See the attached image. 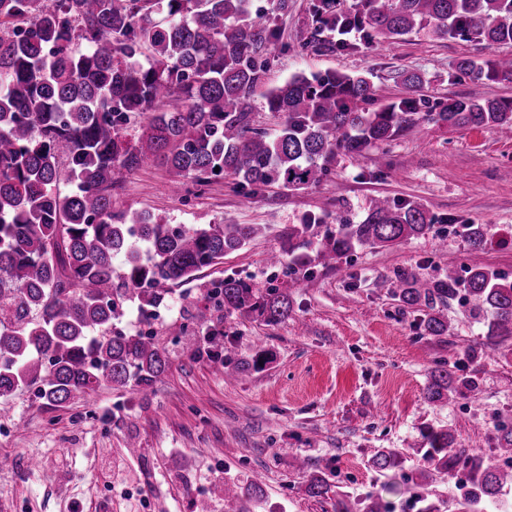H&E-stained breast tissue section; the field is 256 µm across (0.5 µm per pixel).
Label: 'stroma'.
<instances>
[{"instance_id":"stroma-1","label":"stroma","mask_w":512,"mask_h":512,"mask_svg":"<svg viewBox=\"0 0 512 512\" xmlns=\"http://www.w3.org/2000/svg\"><path fill=\"white\" fill-rule=\"evenodd\" d=\"M314 0H251L278 32L264 85L296 73L336 70L364 74L376 105L406 96L403 71L422 80L429 103L456 96L512 99V83L458 77L464 57L511 55L487 46L426 33L382 47L352 35L336 50L304 47ZM384 196L422 204L437 228L481 224L488 235L512 228V133L422 126L394 140L339 156L328 177L299 193L276 187L246 202L232 181L175 195L156 162L122 173L112 206L145 210L174 224H261L265 230L223 264L175 288L155 327L170 366L148 398L129 389L100 387L89 402L50 407L26 391L0 400V512H194L206 498L211 512H323L310 497L312 466L329 468L341 491L373 494L391 512H412L417 495L453 501L447 475L429 487L417 483L412 450L423 428L448 430L455 450L485 458L496 453L492 422L512 409V338L488 341L486 326L468 317L459 300L442 314L448 339L420 335L413 310L389 291L394 271L419 269L431 277L448 265L475 262L512 277V244L469 256L466 242L449 235L444 246L429 237L393 248H364L338 267L291 280L287 268H268L270 252L284 251L281 233L308 211L330 223H357L372 199ZM230 274L288 290L292 309L276 325L259 317L212 311L209 327L224 331L243 373L225 377L205 352L186 348L172 323L183 322L210 282ZM473 377L477 394L452 403L424 397L440 364ZM141 448L126 451L128 440ZM406 455L401 471L383 475L372 466L375 449ZM307 469H299V460ZM237 484L239 501L224 499L222 485ZM260 497L250 494L252 483Z\"/></svg>"}]
</instances>
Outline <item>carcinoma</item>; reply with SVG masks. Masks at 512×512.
I'll return each instance as SVG.
<instances>
[{
	"instance_id": "cac0c4a2",
	"label": "carcinoma",
	"mask_w": 512,
	"mask_h": 512,
	"mask_svg": "<svg viewBox=\"0 0 512 512\" xmlns=\"http://www.w3.org/2000/svg\"><path fill=\"white\" fill-rule=\"evenodd\" d=\"M251 0H0V397L19 390L52 407L87 400L102 385L149 392L169 368V356L149 330L121 327L125 306L145 322L168 306L173 288L243 249L260 224H170L147 211H112L122 172L158 160L171 190L231 179L247 199L267 187L301 192L319 185L337 156L359 155L425 125L512 132V100L453 97L431 106L417 96L421 79L403 73L410 94L370 108L363 74L297 73L265 93L276 129L251 126L249 100L263 84L264 55L277 29L252 16ZM160 19H155L152 14ZM306 48L325 32L360 33L369 46L412 33L512 46V0H317ZM149 53L147 63L135 57ZM467 78L512 80V58L465 57ZM147 115L133 139L131 120ZM73 190L63 193L60 184ZM435 218L417 202L373 200L357 224H329L309 212L283 231L291 263L306 279L313 268L334 269L360 248H391L434 231ZM469 254L492 241L480 224H453ZM123 256L117 267L113 260ZM450 266L425 277L398 270L390 292L420 312L422 335L448 337L440 308L459 298L465 312L487 321V338L512 337V279L482 265ZM255 314L268 324L288 318V292L258 288L235 276L212 283L192 319L203 325L209 302ZM207 341L213 362L227 367L224 331ZM475 379L445 366L432 371L425 398L448 400ZM414 453L419 476L459 469L468 474L462 512H483L512 484V470L479 456L452 452L444 429L422 431ZM496 449L512 459V410L499 414ZM373 467L402 465L396 452L376 451ZM332 492L324 470L308 493ZM332 512H389L381 499L336 491Z\"/></svg>"
}]
</instances>
